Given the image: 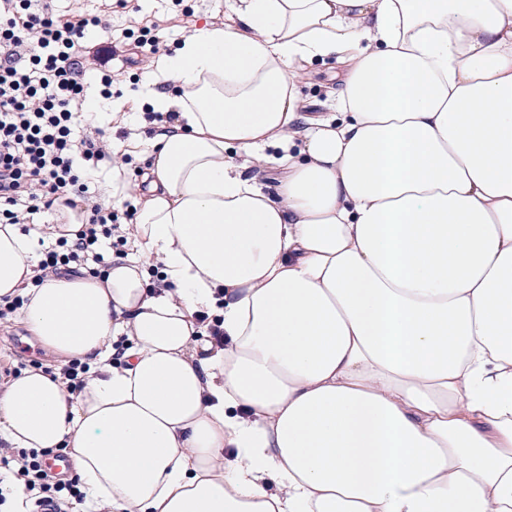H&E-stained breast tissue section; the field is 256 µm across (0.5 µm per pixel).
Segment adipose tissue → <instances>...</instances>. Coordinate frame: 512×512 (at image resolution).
Returning a JSON list of instances; mask_svg holds the SVG:
<instances>
[{
  "mask_svg": "<svg viewBox=\"0 0 512 512\" xmlns=\"http://www.w3.org/2000/svg\"><path fill=\"white\" fill-rule=\"evenodd\" d=\"M231 10L137 91L178 118L112 196L134 257L43 274L0 224V299L90 367L76 395L14 379L0 438L66 449L108 512H512V0ZM336 55L338 110L308 118ZM344 65L334 58L308 67L300 84L301 112L307 115H327L336 112V99L341 88Z\"/></svg>",
  "mask_w": 512,
  "mask_h": 512,
  "instance_id": "ef3b65f1",
  "label": "adipose tissue"
}]
</instances>
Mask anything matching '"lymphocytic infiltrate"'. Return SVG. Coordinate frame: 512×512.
Masks as SVG:
<instances>
[{
  "mask_svg": "<svg viewBox=\"0 0 512 512\" xmlns=\"http://www.w3.org/2000/svg\"><path fill=\"white\" fill-rule=\"evenodd\" d=\"M94 13L58 15L50 0H0V223L21 224L74 191L87 192L88 179L109 157L92 138L76 139L85 111L80 48L93 28ZM111 207L89 205L74 239L58 238L46 251L41 269L58 270L93 258L102 261V242L117 231ZM44 452L0 448L35 506L73 512L83 494L77 478L57 479Z\"/></svg>",
  "mask_w": 512,
  "mask_h": 512,
  "instance_id": "obj_1",
  "label": "lymphocytic infiltrate"
}]
</instances>
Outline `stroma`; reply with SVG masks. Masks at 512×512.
Instances as JSON below:
<instances>
[{"instance_id":"1","label":"stroma","mask_w":512,"mask_h":512,"mask_svg":"<svg viewBox=\"0 0 512 512\" xmlns=\"http://www.w3.org/2000/svg\"><path fill=\"white\" fill-rule=\"evenodd\" d=\"M139 12L134 14L141 25L160 24L159 35L168 50H175L181 40L199 25L202 15H210L215 21L233 23L234 17L227 9L225 0H184L185 12L172 15L168 0H137ZM91 56L86 59V80L90 87H97L95 55L109 56L115 80L110 98L97 101L98 113L92 125L100 131V137L112 146V156L119 161V170L104 166L90 186V201L105 203L107 191L113 183L134 185L139 183L140 170L149 165L143 148L144 141L153 137L161 121L153 112L136 111L132 94L137 90L147 60L137 55L130 46L119 43L108 33H98L86 42ZM344 72L343 64L326 59L308 68V74L300 84L302 110L316 116L334 111ZM24 361L27 366L56 364V357L27 330L20 314H13L9 324L0 325V392L4 391L8 378L7 368Z\"/></svg>"}]
</instances>
